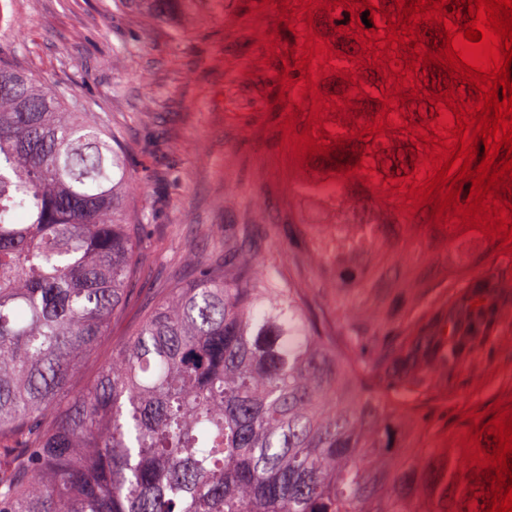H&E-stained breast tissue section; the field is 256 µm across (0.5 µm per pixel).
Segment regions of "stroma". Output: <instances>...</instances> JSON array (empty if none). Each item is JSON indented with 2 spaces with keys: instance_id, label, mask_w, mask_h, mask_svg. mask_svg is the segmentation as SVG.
<instances>
[{
  "instance_id": "1",
  "label": "stroma",
  "mask_w": 512,
  "mask_h": 512,
  "mask_svg": "<svg viewBox=\"0 0 512 512\" xmlns=\"http://www.w3.org/2000/svg\"><path fill=\"white\" fill-rule=\"evenodd\" d=\"M6 2L19 22L0 30V61L69 89L144 175L126 202L144 224L139 280L73 390L91 384L148 299L193 276L191 256L228 241L249 271L296 288L321 334L368 364L378 337L415 335L447 317L460 291L483 288L496 309L484 339L457 367L427 368L430 447H449L463 415L512 400V252L404 195L340 218L304 180L309 151L298 139L317 70L298 56L314 0H206L178 39L104 0Z\"/></svg>"
}]
</instances>
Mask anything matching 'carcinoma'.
<instances>
[{
	"instance_id": "carcinoma-1",
	"label": "carcinoma",
	"mask_w": 512,
	"mask_h": 512,
	"mask_svg": "<svg viewBox=\"0 0 512 512\" xmlns=\"http://www.w3.org/2000/svg\"><path fill=\"white\" fill-rule=\"evenodd\" d=\"M199 2L111 0L109 8L170 23ZM375 2L315 0L308 23L312 41L325 45L315 98L328 150L316 152L309 173L311 183L332 185L328 200L342 216L409 190L414 169L427 173L433 145L422 134L433 132L434 104L447 110L440 91L462 84L440 63L410 71L418 56L409 41L379 48L375 36L387 40L389 16L402 24L407 0ZM470 7L446 0L443 9L461 28ZM370 12L377 31L357 25ZM411 29L421 35L419 56L437 58L445 28ZM408 71L415 94L401 86ZM424 92L429 99L417 98ZM463 92L479 103L470 85ZM381 123L384 134L364 132ZM415 127L424 132H408ZM132 182L115 135L76 96L0 65V512L492 507L491 466L436 449L408 455L402 421L424 417L432 392L424 366L452 365L480 339L486 314L468 307L470 294L451 308L454 335L427 326L424 336H385L380 369L367 371L355 351L331 346L296 289L274 274H228L235 250L221 261L195 256L194 278L165 288L93 384L73 392L132 291L143 228L125 216Z\"/></svg>"
}]
</instances>
